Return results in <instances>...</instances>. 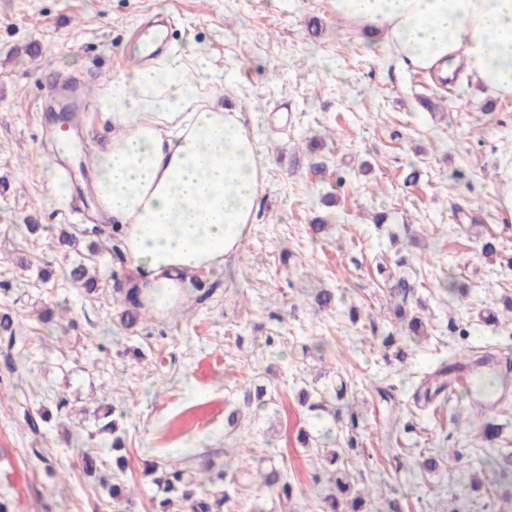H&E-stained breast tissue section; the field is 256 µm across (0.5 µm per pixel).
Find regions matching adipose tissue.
<instances>
[{"label": "adipose tissue", "instance_id": "adipose-tissue-1", "mask_svg": "<svg viewBox=\"0 0 512 512\" xmlns=\"http://www.w3.org/2000/svg\"><path fill=\"white\" fill-rule=\"evenodd\" d=\"M331 5L406 65L441 78L461 66L488 95L512 97V0ZM210 72L189 44L112 77L96 98L109 131L91 161L95 200L120 232L127 290L156 315L236 255L257 219L260 147L241 113L200 97Z\"/></svg>", "mask_w": 512, "mask_h": 512}]
</instances>
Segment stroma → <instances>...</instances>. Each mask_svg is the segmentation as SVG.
<instances>
[{"mask_svg":"<svg viewBox=\"0 0 512 512\" xmlns=\"http://www.w3.org/2000/svg\"><path fill=\"white\" fill-rule=\"evenodd\" d=\"M146 19L170 30V45L205 48L224 82L203 92L243 112L266 177L239 253L202 276L208 295L128 327L120 286L129 264L113 257L88 191L90 155L108 132L92 101L134 63L131 35ZM72 85L88 101L70 120L80 146L62 156L52 115ZM506 159L512 98L490 100L461 68L437 86L337 18L329 0H0V310L12 312L29 353L16 371L0 363V496L14 512H112L81 466L96 445L93 415L109 405L123 415L127 466L102 474L131 489L122 512H153L146 464L189 456L287 465L290 501L255 476L231 512H321L325 487L313 478L323 449L346 434L301 406L298 392L346 377L349 402L367 417L349 461L373 489L374 512L402 496L410 512H512V457L495 458L488 473L477 462L489 444L512 449V397L492 443L456 386L435 408L413 400L459 350L472 351L471 368L486 354L512 357V222L496 189ZM64 232L78 251L60 243ZM486 237L496 255L482 253ZM78 259L96 273L97 292L65 277ZM401 277L424 335L400 361L380 339L397 329L391 288ZM451 279L460 288L452 300L441 288ZM319 288L335 294L332 307L318 309ZM260 386L271 400L246 404ZM60 394L70 429L43 439L21 424L20 408L53 409ZM326 428L331 438L320 437ZM391 434L402 462L386 451ZM448 448L459 459H443ZM423 452L442 461L420 477ZM483 476L494 490L472 487Z\"/></svg>","mask_w":512,"mask_h":512,"instance_id":"stroma-1","label":"stroma"}]
</instances>
